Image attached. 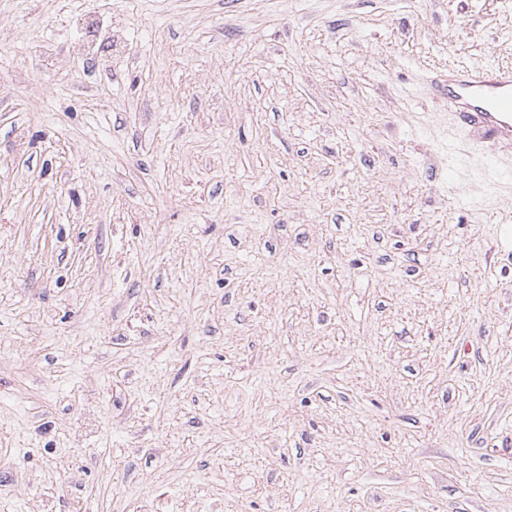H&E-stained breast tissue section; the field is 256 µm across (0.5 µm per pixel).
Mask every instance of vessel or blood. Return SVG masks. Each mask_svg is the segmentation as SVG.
Segmentation results:
<instances>
[{"label":"vessel or blood","instance_id":"b4317fda","mask_svg":"<svg viewBox=\"0 0 512 512\" xmlns=\"http://www.w3.org/2000/svg\"><path fill=\"white\" fill-rule=\"evenodd\" d=\"M440 89L453 125L482 156L512 152V66L458 68Z\"/></svg>","mask_w":512,"mask_h":512}]
</instances>
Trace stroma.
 <instances>
[{
    "mask_svg": "<svg viewBox=\"0 0 512 512\" xmlns=\"http://www.w3.org/2000/svg\"><path fill=\"white\" fill-rule=\"evenodd\" d=\"M492 63L512 0H0V512H512ZM448 100V116L482 156L512 150V66L492 65L448 71L436 82Z\"/></svg>",
    "mask_w": 512,
    "mask_h": 512,
    "instance_id": "1",
    "label": "stroma"
}]
</instances>
